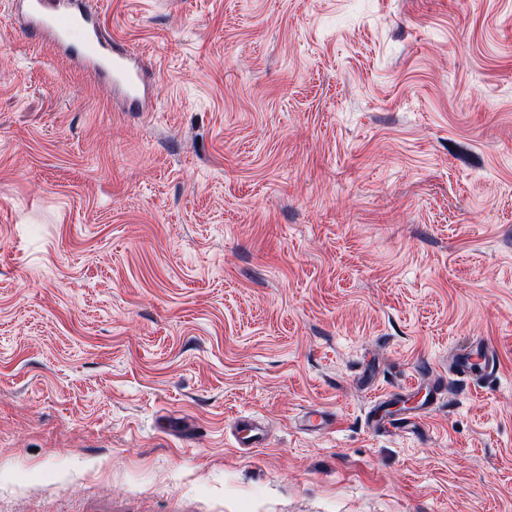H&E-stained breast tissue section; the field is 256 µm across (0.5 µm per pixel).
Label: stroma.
Segmentation results:
<instances>
[{"instance_id":"35a3bbf8","label":"stroma","mask_w":512,"mask_h":512,"mask_svg":"<svg viewBox=\"0 0 512 512\" xmlns=\"http://www.w3.org/2000/svg\"><path fill=\"white\" fill-rule=\"evenodd\" d=\"M86 5L153 109L0 0V512H512V0Z\"/></svg>"}]
</instances>
